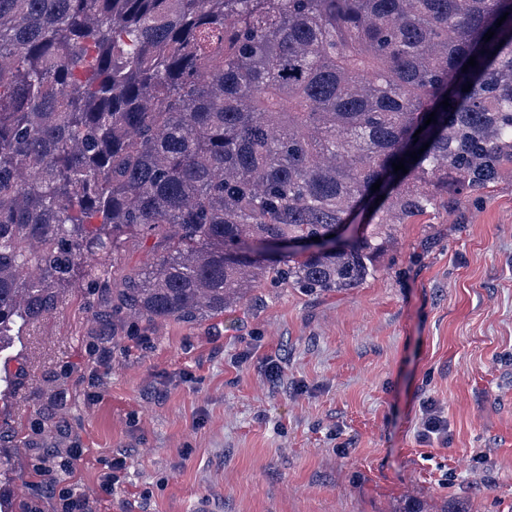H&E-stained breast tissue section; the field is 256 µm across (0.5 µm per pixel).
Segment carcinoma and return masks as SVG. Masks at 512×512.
Wrapping results in <instances>:
<instances>
[{
	"label": "carcinoma",
	"instance_id": "cac0c4a2",
	"mask_svg": "<svg viewBox=\"0 0 512 512\" xmlns=\"http://www.w3.org/2000/svg\"><path fill=\"white\" fill-rule=\"evenodd\" d=\"M511 164L512 0H0V340L132 238L115 323L358 288Z\"/></svg>",
	"mask_w": 512,
	"mask_h": 512
}]
</instances>
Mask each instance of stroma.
<instances>
[{"label": "stroma", "instance_id": "1", "mask_svg": "<svg viewBox=\"0 0 512 512\" xmlns=\"http://www.w3.org/2000/svg\"><path fill=\"white\" fill-rule=\"evenodd\" d=\"M128 240L97 289L58 291L0 346V512H512V168L476 203L401 225L360 287L263 285L196 323H112L113 279L149 264ZM280 358L278 382L249 348ZM448 440L422 444L425 400ZM71 448L69 472L43 477ZM126 477L99 476L118 454ZM59 501L62 512H93L90 496L76 488L70 487L60 494Z\"/></svg>", "mask_w": 512, "mask_h": 512}]
</instances>
